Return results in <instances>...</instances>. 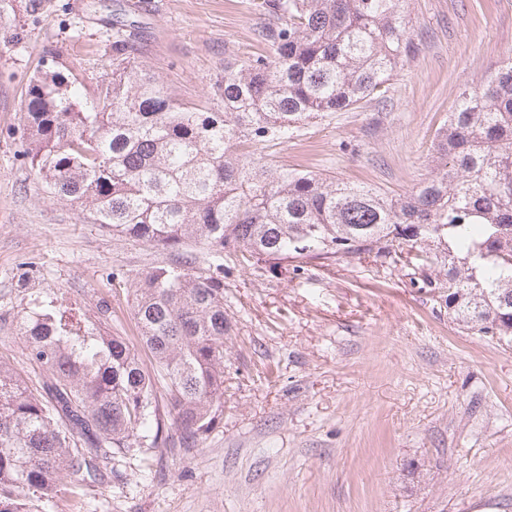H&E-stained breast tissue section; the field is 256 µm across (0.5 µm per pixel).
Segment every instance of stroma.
I'll use <instances>...</instances> for the list:
<instances>
[{"instance_id":"stroma-1","label":"stroma","mask_w":512,"mask_h":512,"mask_svg":"<svg viewBox=\"0 0 512 512\" xmlns=\"http://www.w3.org/2000/svg\"><path fill=\"white\" fill-rule=\"evenodd\" d=\"M0 21V357L31 380L23 316L58 297L139 347L131 280L171 253L113 235L49 197L22 156L30 79L112 75V31L186 102L224 63L262 52L257 0H12ZM418 51L384 95L254 146L279 168L395 195L429 157L464 85L512 53V0H407ZM126 279L112 280L113 271ZM443 267L224 256V419L195 448L114 458L108 483L62 485L40 512H512V347L448 318Z\"/></svg>"}]
</instances>
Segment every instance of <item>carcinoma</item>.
I'll return each instance as SVG.
<instances>
[{
  "mask_svg": "<svg viewBox=\"0 0 512 512\" xmlns=\"http://www.w3.org/2000/svg\"><path fill=\"white\" fill-rule=\"evenodd\" d=\"M405 0H261L265 53L224 64L208 106L177 102L112 33V78L86 91L53 68L27 89V159L52 197L93 223L162 248L173 264L133 280L132 314L154 370L121 336L41 305L20 339L44 371L0 359V512L112 478L133 448H196L224 419V250L249 262L311 254L448 258V318L512 344V62L464 88L430 175L392 197L238 150L288 141L358 107L417 52ZM162 381L160 403L156 381Z\"/></svg>",
  "mask_w": 512,
  "mask_h": 512,
  "instance_id": "cac0c4a2",
  "label": "carcinoma"
}]
</instances>
